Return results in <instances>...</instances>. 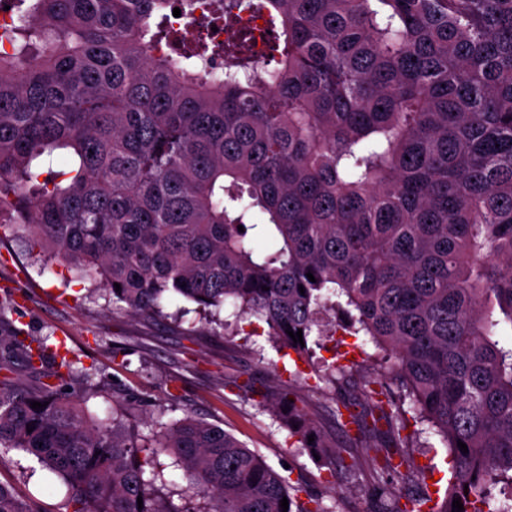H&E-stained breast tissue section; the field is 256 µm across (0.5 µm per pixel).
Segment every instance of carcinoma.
I'll return each mask as SVG.
<instances>
[{
	"label": "carcinoma",
	"mask_w": 512,
	"mask_h": 512,
	"mask_svg": "<svg viewBox=\"0 0 512 512\" xmlns=\"http://www.w3.org/2000/svg\"><path fill=\"white\" fill-rule=\"evenodd\" d=\"M17 2L14 53L0 55L8 224L133 316L170 318L171 296L212 317L231 303L337 385L351 367L320 374L309 341L343 311L378 370L363 411L336 398V422L388 438L371 474L386 512H452L455 498L512 512V0H212L224 25L250 7L283 38L273 66L225 41L222 78L182 37L155 53L151 23L171 0ZM47 341L0 330V372L49 363L59 381L0 379V454L61 478L73 512H191L156 486L161 454L206 512H333L215 424L169 428L159 413L144 446L138 418L88 421V372ZM406 401L448 448L432 506L379 482L415 476ZM268 406L330 471L345 467L288 394ZM0 512L32 510L0 483Z\"/></svg>",
	"instance_id": "obj_1"
}]
</instances>
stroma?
Here are the masks:
<instances>
[{
	"label": "stroma",
	"mask_w": 512,
	"mask_h": 512,
	"mask_svg": "<svg viewBox=\"0 0 512 512\" xmlns=\"http://www.w3.org/2000/svg\"><path fill=\"white\" fill-rule=\"evenodd\" d=\"M6 316L30 337L65 339L66 348L81 367L101 379L86 412L103 419L121 403L126 417L141 416L157 406L172 422L192 415L219 425L248 448L257 451L274 469L284 471L304 493L319 494L337 512H378L379 503L364 475L366 456L383 457L382 437L369 449L355 448L347 463L357 471L329 473L309 449L290 439L278 418L263 404V396L279 385H292L303 405L329 440L339 433L332 415L339 392L362 399L370 371L364 356L374 353L368 337L337 331L321 337L316 355L328 361L337 354L353 355L358 365L344 389L302 379L291 357L281 356L267 336L264 323L239 321L231 335L202 319L193 303L170 300L165 312L180 313L179 321L147 322L113 310L99 285L75 266L29 252L19 242H0V303ZM413 457L419 458L417 484L402 486L413 495L433 488L443 496L450 476L448 450L431 431L420 434ZM0 481L11 484L30 503L33 512H72L62 480L20 451L0 458Z\"/></svg>",
	"instance_id": "1"
}]
</instances>
